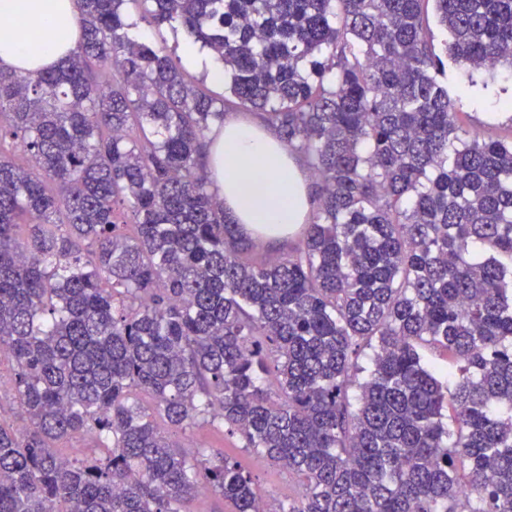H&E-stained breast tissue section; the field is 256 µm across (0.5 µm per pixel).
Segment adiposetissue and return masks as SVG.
<instances>
[{"mask_svg": "<svg viewBox=\"0 0 512 512\" xmlns=\"http://www.w3.org/2000/svg\"><path fill=\"white\" fill-rule=\"evenodd\" d=\"M75 0H0V68L31 72L56 65L78 34ZM40 24L37 38L27 24ZM213 188L249 232L271 226V238L297 223L309 187L295 156L271 127L229 118L207 153Z\"/></svg>", "mask_w": 512, "mask_h": 512, "instance_id": "adipose-tissue-1", "label": "adipose tissue"}]
</instances>
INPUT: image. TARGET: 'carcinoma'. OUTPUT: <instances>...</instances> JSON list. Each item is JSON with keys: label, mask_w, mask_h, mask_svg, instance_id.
Wrapping results in <instances>:
<instances>
[{"label": "carcinoma", "mask_w": 512, "mask_h": 512, "mask_svg": "<svg viewBox=\"0 0 512 512\" xmlns=\"http://www.w3.org/2000/svg\"><path fill=\"white\" fill-rule=\"evenodd\" d=\"M424 2L76 0L63 63L0 69V143L30 159L0 148V354L30 423L0 425V512H189L201 485L259 512L250 473L170 444L138 392L288 470L274 512H512V116L463 129ZM433 2L468 81L512 70V0ZM142 23L208 50L230 97ZM232 98L315 178L269 263L204 163ZM84 434L99 454L53 451ZM251 240H255L260 243L254 251L247 254V256L253 261L260 262L275 260L276 258L284 256L287 252L288 242L286 241H263L252 237Z\"/></svg>", "instance_id": "cac0c4a2"}]
</instances>
